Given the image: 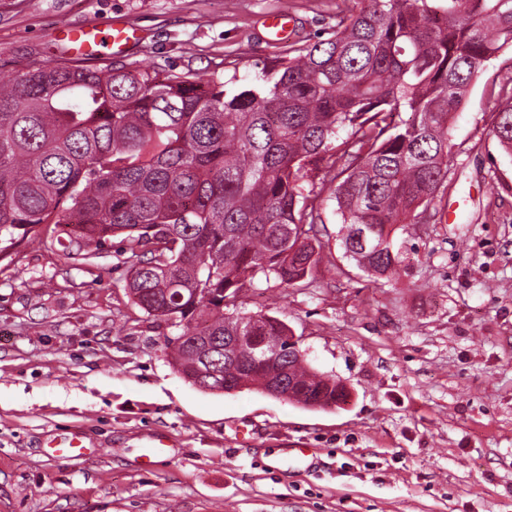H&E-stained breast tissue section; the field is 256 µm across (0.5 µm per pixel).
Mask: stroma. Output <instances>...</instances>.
I'll return each mask as SVG.
<instances>
[{"mask_svg": "<svg viewBox=\"0 0 512 512\" xmlns=\"http://www.w3.org/2000/svg\"><path fill=\"white\" fill-rule=\"evenodd\" d=\"M355 0H0V77L60 58L64 28L123 18L132 71L245 79ZM290 11L288 41L263 22ZM512 50L475 78L450 130L433 224H398L404 256L372 278L318 201L313 281L243 291L291 329L340 406L214 394L174 369L173 330L129 300L119 238L87 261L43 238L0 259V512H512V156L491 133ZM79 432L92 455L53 454ZM169 453L147 465L142 448ZM311 448L310 469L273 464Z\"/></svg>", "mask_w": 512, "mask_h": 512, "instance_id": "35a3bbf8", "label": "stroma"}]
</instances>
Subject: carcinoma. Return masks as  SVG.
I'll return each instance as SVG.
<instances>
[{"label":"carcinoma","mask_w":512,"mask_h":512,"mask_svg":"<svg viewBox=\"0 0 512 512\" xmlns=\"http://www.w3.org/2000/svg\"><path fill=\"white\" fill-rule=\"evenodd\" d=\"M330 37L238 82L161 79L108 64L34 62L0 81V255L66 228L65 258L119 236L129 299L176 330L172 365L191 384L260 389L267 365L233 364L240 326L286 349L287 326L240 311L246 288L314 279L317 200L305 178L337 168L344 254L374 276L402 262L395 224H430L448 179V134L472 80L512 50V0H365ZM510 100L492 133L512 155ZM410 113L402 119L401 113ZM363 227L377 247L351 242ZM287 400L326 408L340 381L286 361Z\"/></svg>","instance_id":"cac0c4a2"}]
</instances>
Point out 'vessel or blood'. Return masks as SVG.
Instances as JSON below:
<instances>
[{
  "label": "vessel or blood",
  "mask_w": 512,
  "mask_h": 512,
  "mask_svg": "<svg viewBox=\"0 0 512 512\" xmlns=\"http://www.w3.org/2000/svg\"><path fill=\"white\" fill-rule=\"evenodd\" d=\"M290 21L291 16L285 10L267 17V35L276 41L287 39ZM134 38V29L118 18L104 26L76 24L69 26L66 31L69 54L89 61L122 54Z\"/></svg>",
  "instance_id": "obj_1"
}]
</instances>
